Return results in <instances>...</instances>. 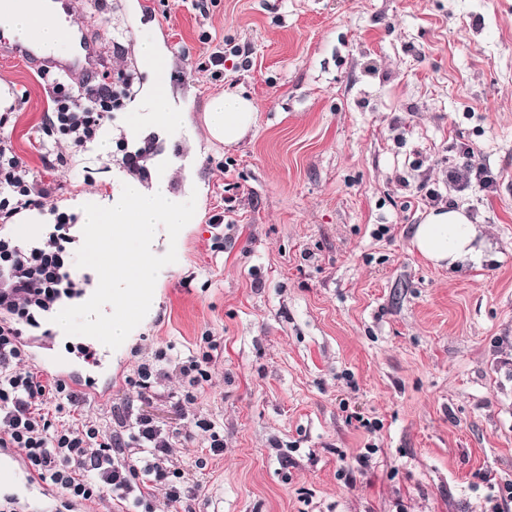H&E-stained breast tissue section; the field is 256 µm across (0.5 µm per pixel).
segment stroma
Listing matches in <instances>:
<instances>
[{
  "instance_id": "stroma-1",
  "label": "stroma",
  "mask_w": 512,
  "mask_h": 512,
  "mask_svg": "<svg viewBox=\"0 0 512 512\" xmlns=\"http://www.w3.org/2000/svg\"><path fill=\"white\" fill-rule=\"evenodd\" d=\"M83 2L68 22L105 45L101 74L132 76L123 107L99 141L58 140L44 160L48 88L0 49L18 100L0 135L48 188L42 211L107 205L128 176L124 135L141 182L166 178L197 219L151 320L68 423L106 434L130 408L173 433L198 416L223 425L205 469L201 443L173 445L200 486L192 512H512V0H210L204 15L194 0ZM145 38L170 58L181 115L162 134L135 54ZM217 50L222 70H198ZM228 91L257 112L230 148L203 123ZM456 141L497 190L460 201L489 254L451 272L412 236L426 189L448 191ZM160 351L212 356L183 415L129 382Z\"/></svg>"
}]
</instances>
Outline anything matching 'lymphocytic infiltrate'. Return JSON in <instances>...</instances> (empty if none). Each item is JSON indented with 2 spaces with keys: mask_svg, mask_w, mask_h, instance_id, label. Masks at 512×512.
<instances>
[{
  "mask_svg": "<svg viewBox=\"0 0 512 512\" xmlns=\"http://www.w3.org/2000/svg\"><path fill=\"white\" fill-rule=\"evenodd\" d=\"M53 109L47 135H60L73 150L84 149L99 136L122 102L113 85L99 81L73 86L64 76L49 75ZM448 165V186L458 194L472 189L496 190L497 180L483 158L468 144L454 147ZM35 178L10 140L0 139V223L8 224L34 200ZM71 217L60 212L46 242L23 248L0 232V448H19L31 480L57 490L55 512H71L75 503L95 502L105 493L135 495L141 484L163 487L172 507H184L195 489L178 478L170 459V433L144 413L121 415L109 437L91 423L72 427L62 418L65 407L78 406L79 394L64 380L24 367L28 349L25 328L40 327L64 295L80 284L70 263ZM203 358L190 355L175 361L143 363L135 385L141 398L159 396L171 371L189 386L205 381Z\"/></svg>",
  "mask_w": 512,
  "mask_h": 512,
  "instance_id": "1",
  "label": "lymphocytic infiltrate"
}]
</instances>
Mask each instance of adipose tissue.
<instances>
[{"label":"adipose tissue","instance_id":"obj_1","mask_svg":"<svg viewBox=\"0 0 512 512\" xmlns=\"http://www.w3.org/2000/svg\"><path fill=\"white\" fill-rule=\"evenodd\" d=\"M256 121L251 102L237 92L211 98L204 108V124L209 136L225 146L237 145ZM479 229L464 210L433 209L415 228L412 244L428 261L456 269L480 260L475 246Z\"/></svg>","mask_w":512,"mask_h":512}]
</instances>
